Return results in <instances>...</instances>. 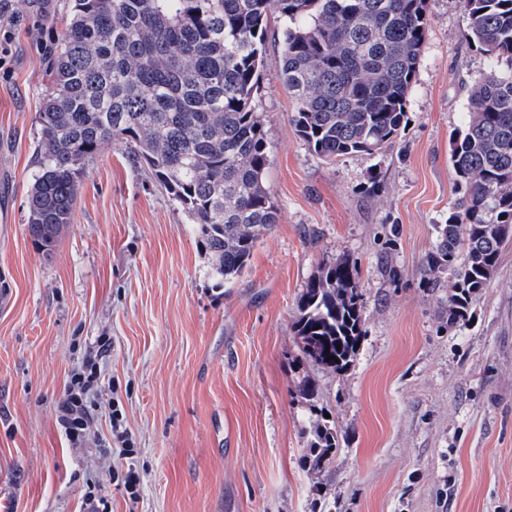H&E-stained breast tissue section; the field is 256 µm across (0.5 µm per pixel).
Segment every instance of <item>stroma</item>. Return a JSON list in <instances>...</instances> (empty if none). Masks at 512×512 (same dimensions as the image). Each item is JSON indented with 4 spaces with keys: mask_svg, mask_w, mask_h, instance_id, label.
I'll return each instance as SVG.
<instances>
[{
    "mask_svg": "<svg viewBox=\"0 0 512 512\" xmlns=\"http://www.w3.org/2000/svg\"><path fill=\"white\" fill-rule=\"evenodd\" d=\"M64 5L0 0L13 36L0 67V512H86L91 483L112 512H512V240L456 325L447 289L421 275L457 197L450 136L465 86L484 71L455 0H428L408 125L381 156L327 163L308 149L270 36L256 103L279 222L229 288L214 287L195 225L118 144L80 179L53 251L30 238L39 44L62 34ZM342 258L358 263L364 335L332 372L301 357L292 324L309 279ZM101 340L113 404L74 444L55 409ZM324 418L339 443L317 469Z\"/></svg>",
    "mask_w": 512,
    "mask_h": 512,
    "instance_id": "obj_1",
    "label": "stroma"
}]
</instances>
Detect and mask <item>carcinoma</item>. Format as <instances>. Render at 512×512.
Here are the masks:
<instances>
[{
	"label": "carcinoma",
	"instance_id": "obj_1",
	"mask_svg": "<svg viewBox=\"0 0 512 512\" xmlns=\"http://www.w3.org/2000/svg\"><path fill=\"white\" fill-rule=\"evenodd\" d=\"M457 3L486 68L467 90L452 142L459 198L422 268L429 288L449 275L450 325L488 287L512 237V0ZM66 8L38 112L29 234L51 251L89 163L123 144L195 224L216 288L244 274L279 221L256 106L270 18L282 23L290 122L326 162L398 143L429 24L427 0H68ZM298 310L303 357L333 371L350 366L363 327L356 263L321 268ZM337 442L336 426L317 424L314 466Z\"/></svg>",
	"mask_w": 512,
	"mask_h": 512
}]
</instances>
